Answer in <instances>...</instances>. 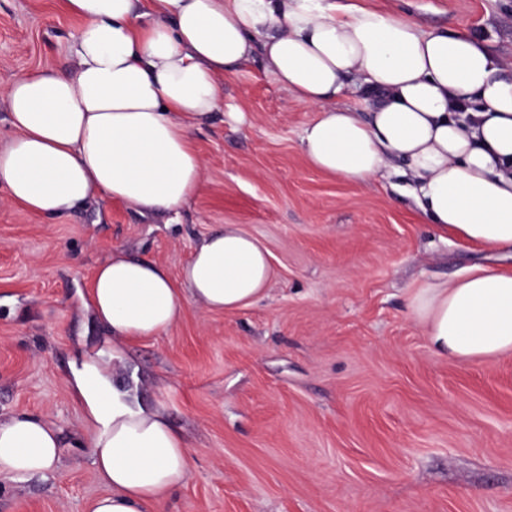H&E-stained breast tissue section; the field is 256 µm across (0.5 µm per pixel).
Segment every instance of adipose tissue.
Listing matches in <instances>:
<instances>
[{
  "mask_svg": "<svg viewBox=\"0 0 512 512\" xmlns=\"http://www.w3.org/2000/svg\"><path fill=\"white\" fill-rule=\"evenodd\" d=\"M80 24L67 70L0 85L13 135L0 147L4 199L65 216L102 197L140 213L180 211L201 191L196 131L220 106L219 81L261 53L273 82L315 109L302 144L318 172L370 183L404 161L427 223L472 244L512 250V59L468 34L426 29L358 0H64ZM360 92L364 108L341 107ZM270 254L239 225L213 231L180 280L123 253L99 265L89 307L122 342L166 333L185 300L231 312L267 294ZM440 356L512 353V273L471 268L409 296ZM71 394L107 488L89 512H155L190 474L189 449L161 408L143 405L94 358L72 367ZM46 418L0 420V479L53 473Z\"/></svg>",
  "mask_w": 512,
  "mask_h": 512,
  "instance_id": "adipose-tissue-1",
  "label": "adipose tissue"
}]
</instances>
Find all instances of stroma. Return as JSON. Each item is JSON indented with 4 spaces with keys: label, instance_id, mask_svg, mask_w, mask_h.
Listing matches in <instances>:
<instances>
[{
    "label": "stroma",
    "instance_id": "obj_1",
    "mask_svg": "<svg viewBox=\"0 0 512 512\" xmlns=\"http://www.w3.org/2000/svg\"><path fill=\"white\" fill-rule=\"evenodd\" d=\"M361 2L512 57V0ZM76 24L63 0H0V81L67 66ZM220 93L197 134L203 190L179 216L0 202V420L47 417L62 447L52 474L0 485V512H88L106 491L67 387L85 353L112 361V335L85 307L96 267L119 250L176 279L227 224L269 251L267 295L235 312L186 302L164 335L123 343L116 369L189 447L190 475L157 512H512V354L438 356L407 306L420 283L512 271V256L425 223L400 165L367 185L313 170L302 135L315 113L260 58ZM229 107L250 126L225 123Z\"/></svg>",
    "mask_w": 512,
    "mask_h": 512
}]
</instances>
